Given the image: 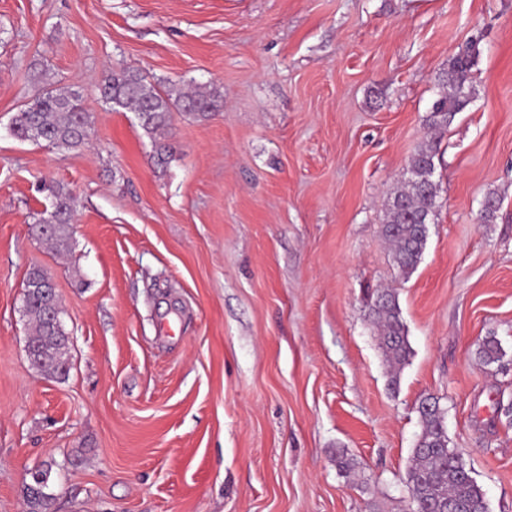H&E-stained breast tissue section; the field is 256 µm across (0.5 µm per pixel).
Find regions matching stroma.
Wrapping results in <instances>:
<instances>
[{"instance_id":"35a3bbf8","label":"stroma","mask_w":512,"mask_h":512,"mask_svg":"<svg viewBox=\"0 0 512 512\" xmlns=\"http://www.w3.org/2000/svg\"><path fill=\"white\" fill-rule=\"evenodd\" d=\"M473 38L405 276L386 204ZM120 68L223 109L174 113L158 167L101 95ZM50 81L80 95L89 146L12 135ZM43 181L77 199L66 258L34 229ZM36 264L74 340L62 377L24 351ZM387 288L412 348L395 391L368 317ZM428 395L489 512H512V0H0V512H26L50 459V512H409Z\"/></svg>"}]
</instances>
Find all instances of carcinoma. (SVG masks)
<instances>
[{
    "label": "carcinoma",
    "mask_w": 512,
    "mask_h": 512,
    "mask_svg": "<svg viewBox=\"0 0 512 512\" xmlns=\"http://www.w3.org/2000/svg\"><path fill=\"white\" fill-rule=\"evenodd\" d=\"M477 56L478 42L471 40L448 61V68L439 78L440 94L426 119L434 136L415 149L409 159L410 178L388 202L381 234L403 275L416 269L426 246L427 234L420 225L431 223L438 208V183L434 180L438 136L471 100L472 68ZM101 92L111 107L135 113L140 127L152 138L165 134L175 110L204 118L222 108L219 94L212 89L196 85L174 94L144 82L139 74L125 68L108 73ZM11 126L13 135L21 140L42 141L63 150L84 147L90 140L89 114L79 97L52 86L15 113ZM46 190L49 207L40 213L36 224H45L47 228L38 229L39 236L54 252H68L75 197L60 184H50ZM50 312L46 289H30L24 297V313L32 328L30 362L46 375L64 376L70 368V341L61 316H52ZM369 317L379 330V347L390 365L396 368L406 364L411 346L396 291L377 292L369 305ZM479 355L487 364L500 361L503 353L498 340L492 336L485 338ZM418 413L422 430L407 473L412 509L415 512H488L481 487L458 452L448 446L444 412L439 409L438 401L423 398ZM24 497L28 512H44L47 487L29 481L24 485Z\"/></svg>",
    "instance_id": "1"
}]
</instances>
